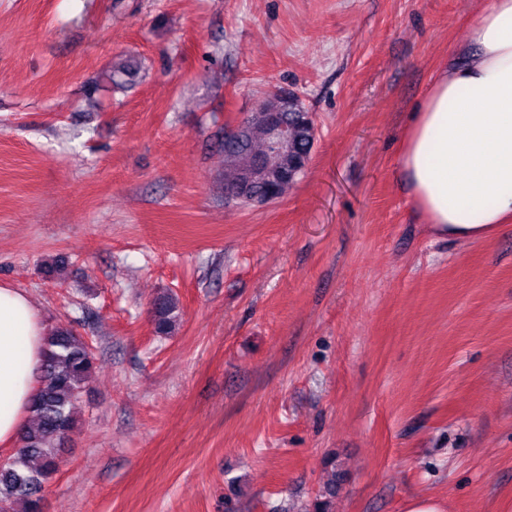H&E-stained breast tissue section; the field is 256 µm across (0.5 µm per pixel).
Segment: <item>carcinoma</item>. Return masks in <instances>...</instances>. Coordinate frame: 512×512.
<instances>
[{
	"label": "carcinoma",
	"mask_w": 512,
	"mask_h": 512,
	"mask_svg": "<svg viewBox=\"0 0 512 512\" xmlns=\"http://www.w3.org/2000/svg\"><path fill=\"white\" fill-rule=\"evenodd\" d=\"M269 92L260 102L288 122L290 143L275 166L261 162L274 150L270 127L258 120L246 121L234 139L221 143L224 153V190L242 189L241 207L264 199L283 198L307 168L315 142V124L295 93ZM178 300L171 293L152 303L155 330L166 335L178 318ZM95 364L93 345L71 328H56L46 337L40 387L32 401L34 424L23 434L13 456L0 462V512H13L22 503L25 512H41L44 483L59 468V451L75 429L73 410L89 384Z\"/></svg>",
	"instance_id": "1"
}]
</instances>
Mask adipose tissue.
<instances>
[{
    "mask_svg": "<svg viewBox=\"0 0 512 512\" xmlns=\"http://www.w3.org/2000/svg\"><path fill=\"white\" fill-rule=\"evenodd\" d=\"M433 234L479 239L512 224V0H487L468 47L415 110L399 158ZM49 329L31 297L0 284V447L17 449Z\"/></svg>",
    "mask_w": 512,
    "mask_h": 512,
    "instance_id": "obj_1",
    "label": "adipose tissue"
}]
</instances>
